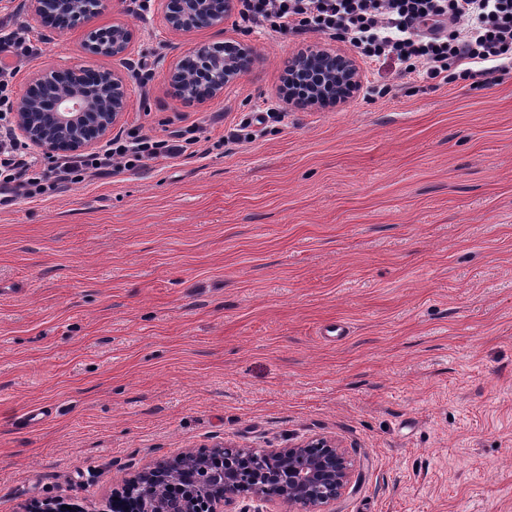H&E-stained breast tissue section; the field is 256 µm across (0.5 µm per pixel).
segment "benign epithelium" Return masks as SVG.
<instances>
[{
	"instance_id": "benign-epithelium-1",
	"label": "benign epithelium",
	"mask_w": 512,
	"mask_h": 512,
	"mask_svg": "<svg viewBox=\"0 0 512 512\" xmlns=\"http://www.w3.org/2000/svg\"><path fill=\"white\" fill-rule=\"evenodd\" d=\"M106 0H29L40 24L64 32L87 28L84 42L93 53L114 58L127 51L133 32L122 22L108 28L91 25ZM172 33H190L224 24L236 0H157ZM254 50L240 41L201 46L173 58L166 72L172 96L199 104L224 92L253 61ZM288 74L302 80L310 98L294 100L303 108L327 99L344 100L360 86L359 72L347 56L326 46H309L290 56ZM32 93L15 104L16 135L44 155L81 152L105 140L126 111L128 86L114 71H101L95 83L83 70L67 68L31 78ZM355 463L326 438H311L291 448L213 447L158 461L128 482L111 500V512H232L247 499L265 504L285 500L297 512H323L353 483ZM160 485L182 491L172 500L155 493Z\"/></svg>"
}]
</instances>
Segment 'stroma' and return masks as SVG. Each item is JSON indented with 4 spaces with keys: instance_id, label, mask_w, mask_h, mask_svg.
I'll list each match as a JSON object with an SVG mask.
<instances>
[{
    "instance_id": "35a3bbf8",
    "label": "stroma",
    "mask_w": 512,
    "mask_h": 512,
    "mask_svg": "<svg viewBox=\"0 0 512 512\" xmlns=\"http://www.w3.org/2000/svg\"><path fill=\"white\" fill-rule=\"evenodd\" d=\"M4 14L39 48L17 93L115 70L120 131L200 141L0 209V512L57 497L104 512L155 461L316 436L356 465L330 512H512V74L395 79L379 97L362 64L352 98L299 110L280 93L288 57L348 43L236 15L173 35L109 0L96 26L134 32L120 59L87 52L84 28H42L28 0ZM229 39L253 70L173 99L167 61ZM269 107L285 120L254 123Z\"/></svg>"
}]
</instances>
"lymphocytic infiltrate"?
Returning <instances> with one entry per match:
<instances>
[{
    "mask_svg": "<svg viewBox=\"0 0 512 512\" xmlns=\"http://www.w3.org/2000/svg\"><path fill=\"white\" fill-rule=\"evenodd\" d=\"M242 20L282 34L328 35L353 47L376 74L445 85L498 82L512 71V0H238ZM36 47L26 29L0 20V188L23 185L28 197L43 194L49 180L82 182L103 168L137 170L147 161L190 156L191 135L175 141L131 133L100 151L62 155L39 166L26 143L16 140L9 116L19 63Z\"/></svg>",
    "mask_w": 512,
    "mask_h": 512,
    "instance_id": "lymphocytic-infiltrate-1",
    "label": "lymphocytic infiltrate"
}]
</instances>
